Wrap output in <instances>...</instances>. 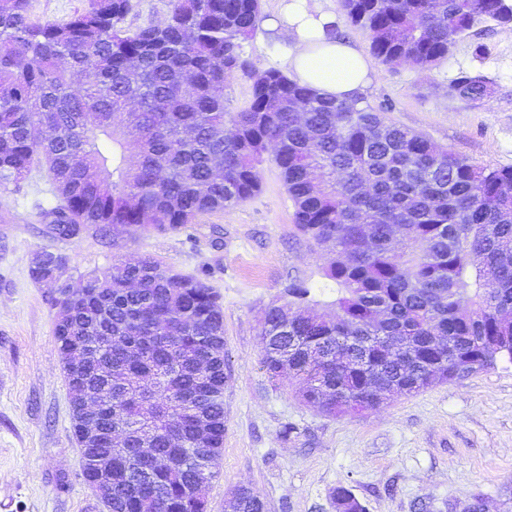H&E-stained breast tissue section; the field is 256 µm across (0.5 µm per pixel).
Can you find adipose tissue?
I'll return each mask as SVG.
<instances>
[{
	"mask_svg": "<svg viewBox=\"0 0 512 512\" xmlns=\"http://www.w3.org/2000/svg\"><path fill=\"white\" fill-rule=\"evenodd\" d=\"M281 14L290 37L281 64L294 80L339 101L367 94L374 76L368 57L347 38L326 31L338 23L336 13L314 0H289Z\"/></svg>",
	"mask_w": 512,
	"mask_h": 512,
	"instance_id": "1",
	"label": "adipose tissue"
}]
</instances>
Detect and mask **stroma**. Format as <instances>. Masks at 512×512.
<instances>
[{
	"instance_id": "1",
	"label": "stroma",
	"mask_w": 512,
	"mask_h": 512,
	"mask_svg": "<svg viewBox=\"0 0 512 512\" xmlns=\"http://www.w3.org/2000/svg\"><path fill=\"white\" fill-rule=\"evenodd\" d=\"M285 28L258 26L250 60L279 67ZM365 104L398 126L480 165L512 167V23L489 22L458 41L439 67L375 64ZM486 76L478 106L443 98L460 73ZM261 191L229 210L200 214L179 231L149 226L102 236L96 227L60 237L46 169L0 187V499L6 512H105L83 478L69 389L55 336L53 291L31 267L44 251L65 255L79 280L120 258L149 256L202 280L224 313V448L205 487L207 512L252 488L267 512H336L346 485L367 512H449L480 498L512 512V360L463 379L399 395L378 409L329 416L303 403L295 381L270 382L260 359L266 309L290 284L323 283L332 255L293 222V204L272 161Z\"/></svg>"
}]
</instances>
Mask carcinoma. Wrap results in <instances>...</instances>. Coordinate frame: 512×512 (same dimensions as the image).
<instances>
[{"instance_id":"cac0c4a2","label":"carcinoma","mask_w":512,"mask_h":512,"mask_svg":"<svg viewBox=\"0 0 512 512\" xmlns=\"http://www.w3.org/2000/svg\"><path fill=\"white\" fill-rule=\"evenodd\" d=\"M138 7L87 0L40 22L32 0H0L1 187L46 168L64 237L88 224L178 231L252 198L270 158L298 230L334 255L325 277L336 294L328 318L305 311V286L265 312L270 381H298L304 403L336 416L353 412L338 393L358 390L362 410H375L466 363L512 360V168L475 164L369 105L250 62L261 0H169L162 20L125 25ZM340 11L391 68L431 69L476 26L512 23V0H340ZM237 71L251 96L231 111L224 82ZM489 88L462 73L448 93L477 106ZM31 276L53 283L52 253ZM88 288L55 335L61 352L93 346L85 382L107 393L106 422L123 437L83 451L85 479L110 458L111 512H206L199 485L217 476L228 381L219 296L150 258L117 260ZM142 433L167 463L145 459ZM239 491L232 512H266ZM333 502L366 512L342 484Z\"/></svg>"}]
</instances>
